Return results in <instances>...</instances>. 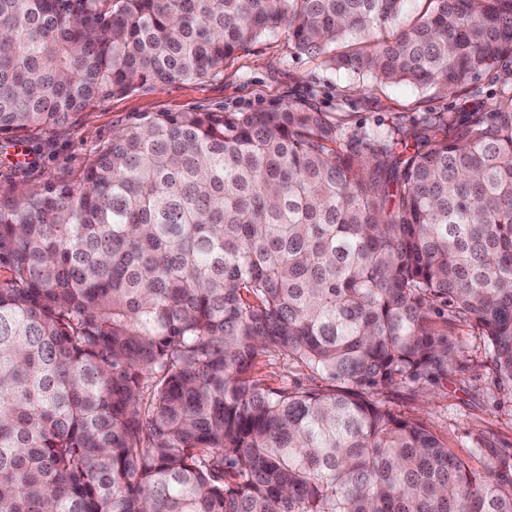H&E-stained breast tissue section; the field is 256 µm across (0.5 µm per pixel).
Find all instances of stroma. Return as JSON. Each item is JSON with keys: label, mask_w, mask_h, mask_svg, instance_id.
Wrapping results in <instances>:
<instances>
[{"label": "stroma", "mask_w": 512, "mask_h": 512, "mask_svg": "<svg viewBox=\"0 0 512 512\" xmlns=\"http://www.w3.org/2000/svg\"><path fill=\"white\" fill-rule=\"evenodd\" d=\"M501 88L491 73L468 81L460 94L435 86L382 84L332 67L323 57L298 54L282 29L262 34L219 76L145 87L99 102L61 128L34 137L21 132L9 142L0 138V189L71 179L113 132L139 114L249 112L310 100L322 111L370 129L399 116L408 121L427 112H448L461 119L484 112ZM448 341L456 352L457 371L413 390H385L380 397L394 412L423 422L455 455L480 470L485 460L474 451L479 435L512 448V397L499 391L489 371L491 353L469 326L449 322ZM257 369L273 387L286 381L314 389L322 384L307 369L279 357L261 358Z\"/></svg>", "instance_id": "stroma-1"}]
</instances>
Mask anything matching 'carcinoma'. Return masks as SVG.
<instances>
[{
    "mask_svg": "<svg viewBox=\"0 0 512 512\" xmlns=\"http://www.w3.org/2000/svg\"><path fill=\"white\" fill-rule=\"evenodd\" d=\"M279 29L381 83L506 88L462 126L157 112L0 191V512H512V454L482 437L475 471L378 398L448 377L445 315L512 392V0H0V135ZM268 359L269 357H262L256 370L272 387H279L284 383V380H288L290 385L299 382L304 388L316 389L324 384L317 375L315 377L311 376L307 369L295 364H288V361L282 359V357H270V360Z\"/></svg>",
    "mask_w": 512,
    "mask_h": 512,
    "instance_id": "1",
    "label": "carcinoma"
}]
</instances>
